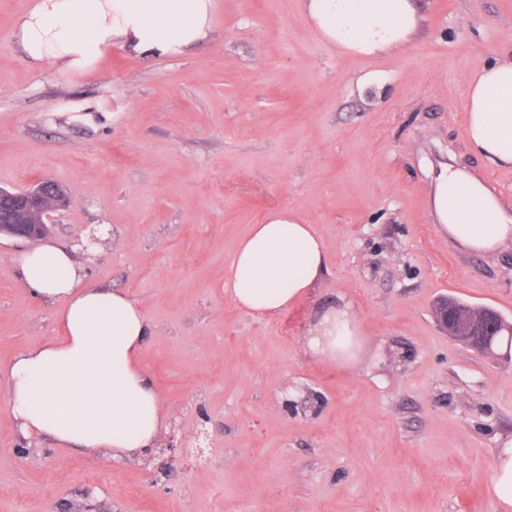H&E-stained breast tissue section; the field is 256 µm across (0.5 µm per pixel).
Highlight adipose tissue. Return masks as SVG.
<instances>
[{"label":"adipose tissue","instance_id":"1","mask_svg":"<svg viewBox=\"0 0 512 512\" xmlns=\"http://www.w3.org/2000/svg\"><path fill=\"white\" fill-rule=\"evenodd\" d=\"M324 40L337 51L379 57L403 47L418 27L415 0H302ZM212 0H36L13 36L38 66L68 73L98 64L115 43L145 58L184 53L205 39ZM467 141L492 166L512 167V59L476 68L465 93ZM458 173L440 178L435 202L445 229L475 250L512 240V225L479 183L460 224L448 201ZM77 251L50 242L22 253L24 286L56 304L64 336L17 354L0 374L23 436L81 450L143 457L167 429L160 397L141 364L147 318L119 288L93 285ZM328 262L314 225L285 210L252 225L224 265L227 295L244 314L273 317L309 296ZM355 331L349 304L322 312L304 338L315 354L348 353Z\"/></svg>","mask_w":512,"mask_h":512}]
</instances>
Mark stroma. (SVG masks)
I'll return each mask as SVG.
<instances>
[{
    "label": "stroma",
    "mask_w": 512,
    "mask_h": 512,
    "mask_svg": "<svg viewBox=\"0 0 512 512\" xmlns=\"http://www.w3.org/2000/svg\"><path fill=\"white\" fill-rule=\"evenodd\" d=\"M33 2L0 0V188L61 184L57 243L113 234L88 280L143 309L142 364L189 448L128 460L26 439L0 392V512H506L493 464L512 440V352L476 355L432 306L452 296L512 323V242L462 248L430 197L453 170L512 198V168L471 152L462 107L475 67L512 52V0H420L411 40L376 58L327 45L300 0H213L185 53L117 44L66 75L15 42ZM280 208L315 225L327 270L288 311L249 316L224 263ZM28 248L0 238L1 370L62 335L21 283ZM340 298L349 363L301 343Z\"/></svg>",
    "instance_id": "obj_1"
}]
</instances>
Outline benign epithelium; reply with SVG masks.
I'll list each match as a JSON object with an SVG mask.
<instances>
[{
	"label": "benign epithelium",
	"mask_w": 512,
	"mask_h": 512,
	"mask_svg": "<svg viewBox=\"0 0 512 512\" xmlns=\"http://www.w3.org/2000/svg\"><path fill=\"white\" fill-rule=\"evenodd\" d=\"M69 203V198L59 184L51 179L37 182L25 191L0 189V237L22 239L35 243L45 238L50 227L47 224L52 212ZM434 316L449 336L472 351L487 355L492 353V338L500 330L512 334V325L505 324L485 310L470 309L460 315L454 305L443 298L434 305Z\"/></svg>",
	"instance_id": "1"
}]
</instances>
